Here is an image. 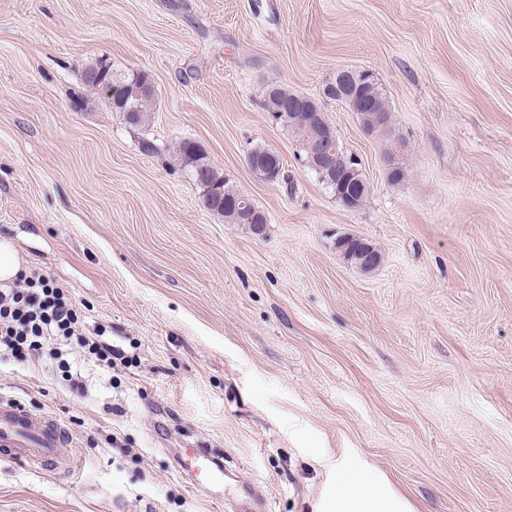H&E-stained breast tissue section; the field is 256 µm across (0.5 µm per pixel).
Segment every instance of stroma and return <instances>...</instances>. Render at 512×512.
<instances>
[{"label":"stroma","instance_id":"35a3bbf8","mask_svg":"<svg viewBox=\"0 0 512 512\" xmlns=\"http://www.w3.org/2000/svg\"><path fill=\"white\" fill-rule=\"evenodd\" d=\"M99 59L148 77L145 125L88 87ZM347 67L381 84L394 141L323 99ZM271 84L322 98L364 208L302 166ZM185 140L262 234L207 209ZM259 145L287 183L251 171ZM0 238L125 355L0 359V401L79 462L0 459V512H235L249 484L267 512H324L348 464L410 512H512V0H0ZM191 443L226 479L177 471ZM298 95L300 94L288 91V89H285L280 85H269L265 91L264 107L267 112H270L271 116H274L275 112H280L284 103L289 102Z\"/></svg>","mask_w":512,"mask_h":512}]
</instances>
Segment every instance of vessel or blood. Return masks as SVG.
Returning <instances> with one entry per match:
<instances>
[{
	"label": "vessel or blood",
	"instance_id": "1",
	"mask_svg": "<svg viewBox=\"0 0 512 512\" xmlns=\"http://www.w3.org/2000/svg\"><path fill=\"white\" fill-rule=\"evenodd\" d=\"M67 435L54 422L34 417L17 403L0 405V456L35 465L39 470L54 473L75 472L77 459L66 454ZM179 466L195 469L206 481L215 482L223 474L220 460L201 448L185 449Z\"/></svg>",
	"mask_w": 512,
	"mask_h": 512
}]
</instances>
